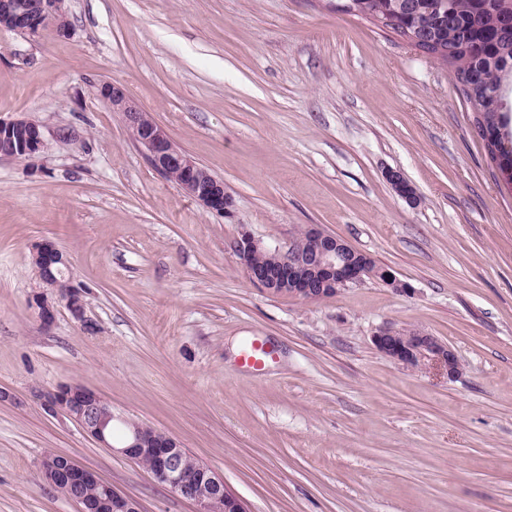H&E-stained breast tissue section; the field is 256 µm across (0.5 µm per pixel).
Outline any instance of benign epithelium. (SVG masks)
I'll use <instances>...</instances> for the list:
<instances>
[{
    "mask_svg": "<svg viewBox=\"0 0 512 512\" xmlns=\"http://www.w3.org/2000/svg\"><path fill=\"white\" fill-rule=\"evenodd\" d=\"M46 24L63 34L69 30L66 0H29L27 3L0 0V30L33 34ZM100 97L112 111L122 114L126 127L134 132L136 144L156 171L164 174L172 168L178 169L181 174L179 186L191 199L210 212L233 216L236 200L227 191L224 180L179 147L159 123L145 122L144 110L131 99L120 82H102ZM0 139L9 143L13 151L28 158L42 152L46 146L42 126L25 117L0 120ZM388 180L400 197L410 203L415 201L414 188L399 173H389ZM264 248L266 245L246 232L235 246L245 266L252 251ZM273 253L276 264L270 270H247L251 282L265 290L278 286L290 295L318 301L325 294H337L368 276L398 292L410 289L391 270L377 265L369 254L317 226L308 228L306 241L298 240L288 251L275 249ZM31 254L41 282L66 301L75 320L84 328L92 329V323L86 317L84 299L71 285L64 253L53 242L42 240L33 244ZM30 306L37 311L44 325L53 323L55 306L47 295L35 294ZM373 343L380 352L408 367L432 365L450 380L460 374L461 364L455 351L423 331L384 327L373 336ZM42 405L49 413H62L76 421L106 448L136 462L151 457L150 472L155 479L193 501L196 512H249L241 499L226 490L221 475L193 458L175 437L165 432L148 434L141 426L132 427L127 440L119 446L114 445L109 433V424L115 419L111 406L83 385L62 384L42 395ZM41 472L48 483L69 490L70 498L80 505V512H140L135 499L117 491L94 471L67 456L42 459Z\"/></svg>",
    "mask_w": 512,
    "mask_h": 512,
    "instance_id": "obj_1",
    "label": "benign epithelium"
}]
</instances>
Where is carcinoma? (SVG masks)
<instances>
[{"mask_svg":"<svg viewBox=\"0 0 512 512\" xmlns=\"http://www.w3.org/2000/svg\"><path fill=\"white\" fill-rule=\"evenodd\" d=\"M508 7L504 0H483L481 26L469 38L466 50L452 59H443L456 71L473 72L480 84L474 106L483 120V129L489 135L486 143L491 157L497 158L498 168L512 170V147L505 146L506 126L502 114L501 89L504 80L512 75V32L499 33L496 22L501 11ZM344 10L367 18L393 15L403 24L430 31L444 47L461 41V35L473 21L471 0H345ZM454 23L448 24V16Z\"/></svg>","mask_w":512,"mask_h":512,"instance_id":"carcinoma-1","label":"carcinoma"}]
</instances>
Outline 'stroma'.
I'll use <instances>...</instances> for the list:
<instances>
[{
    "mask_svg": "<svg viewBox=\"0 0 512 512\" xmlns=\"http://www.w3.org/2000/svg\"><path fill=\"white\" fill-rule=\"evenodd\" d=\"M69 34L0 31V119L43 152L0 157V512H79L41 475L54 451L133 497L195 512L39 392L77 382L177 438L249 512H512V192L454 71L336 0H66ZM118 81L223 179L233 218L163 178ZM400 172L416 203L387 180ZM310 224L411 287L369 278L309 302L253 285L242 232L280 248ZM48 239L92 330L44 291ZM414 328L455 351L448 379L374 346ZM271 358L241 366L251 341ZM23 131L24 136L14 143V133ZM1 138L9 143L14 153L18 152L24 157H33L42 152L46 146L42 126L29 118H16L12 120H0V140ZM18 153L10 156L16 158Z\"/></svg>",
    "mask_w": 512,
    "mask_h": 512,
    "instance_id": "1",
    "label": "stroma"
}]
</instances>
